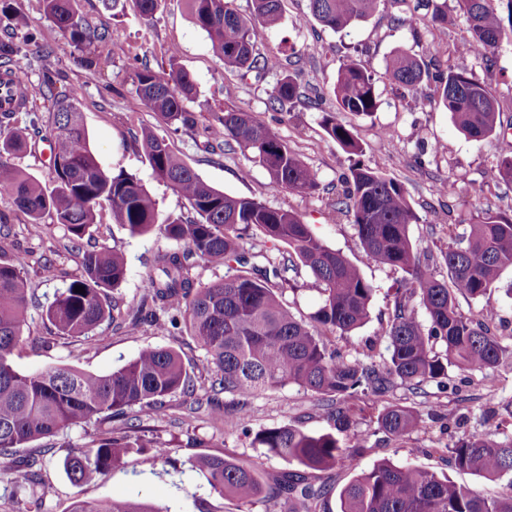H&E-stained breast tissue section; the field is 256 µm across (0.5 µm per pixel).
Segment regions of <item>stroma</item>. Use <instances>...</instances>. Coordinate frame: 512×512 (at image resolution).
Returning a JSON list of instances; mask_svg holds the SVG:
<instances>
[{"mask_svg":"<svg viewBox=\"0 0 512 512\" xmlns=\"http://www.w3.org/2000/svg\"><path fill=\"white\" fill-rule=\"evenodd\" d=\"M17 5L25 14L29 29L40 32L55 49L46 69L28 75L39 121L33 127L27 116H20L19 125L27 130L28 146L13 159L14 164L41 181L50 179V144L42 136L50 117L43 108L42 92L50 79L57 86L77 88L78 107L90 145L103 168L122 170L140 179L156 199L160 218L189 212L188 202L154 177L133 139L142 129L159 132L163 125L136 97L131 84L132 65L141 59L154 66L164 63L163 51L169 47L177 51L178 67L196 82L197 95L189 107L196 113L199 125H207L213 113L227 108L254 113L266 122L279 120L283 138L316 174L320 185L316 194L300 196L273 188L258 163L238 152L211 149L198 132L170 135L168 144L210 186L236 196H253L270 207L297 213L330 248L341 251L362 269L377 292L364 326L345 335L333 334L334 343L343 351L356 353L370 346L375 360L386 356V342L380 332L393 310L402 274L376 264L367 255L348 219L334 222L328 216L326 191L338 186L350 161L326 134L322 125L324 113H335L339 122L353 130L363 144L365 164L382 169L407 190L418 216L417 223L410 226V234L419 249L430 254L429 267L438 279L448 277L439 254L448 243L449 230L463 232L470 220L486 211L512 217V185L496 184L491 172L498 153L497 140L477 143L468 139L446 110L429 104L433 88L428 83H421L413 98L382 76L385 60L394 52L413 48L420 40L433 43L436 67L444 70L454 65L474 70L494 91L503 127L512 129V37L501 42L494 65L487 69L481 61L459 58L455 52L457 43L467 34L466 22H459L451 30L424 26L419 33H412L404 20L416 15L417 0H380L369 19L346 33L333 32L317 23L309 13L308 0H282L281 26H257L252 30L257 50L280 58L284 71L300 73L305 87L304 96L291 111L280 115L270 105L276 73L260 78L251 74L243 79L238 72L225 69L223 62L210 53L207 36L194 24L184 0H167L163 11L150 23L140 18L132 0H75V9L90 21L118 27L122 32L123 49L94 71L75 63L61 33L46 21L42 0H17ZM315 46L322 51L317 59L311 55ZM350 57L379 76V107L373 117L363 119L337 109L333 87L339 66ZM228 84L236 88L230 99L224 95ZM422 141L430 149L418 164L414 156ZM0 215L12 228L10 237L0 240V254L20 257L32 296L22 341L13 356L20 371L67 364L107 374L133 359L142 347L159 345L180 351L193 379L205 374L206 354L189 335L159 336L150 330L127 334L113 330L108 321L98 327V341L81 354H74L69 344L43 348L41 341L49 334L45 309L55 292L65 288L66 273L78 272L80 257L70 249L66 226L58 224L54 216L45 215L40 227H32L28 216L5 193H0ZM83 244L88 249L109 247L125 254L127 274L114 295L122 299L125 308L133 310L143 292L150 258L158 249L170 247L171 242L153 232L130 234L114 223L110 210L105 208L98 212ZM448 379L450 386L445 390L428 383L416 393L399 384L383 397L360 396L354 404L353 431L365 438L367 451L358 459L359 469H370L382 460L413 464L448 476L450 481L489 498L512 495L511 479L489 480L457 470L444 451L453 437L464 433L492 431L501 439L512 437L511 419L487 415L489 408L512 399V369L462 372L452 367ZM391 403L417 410L426 422L425 429L400 443L377 432L374 421ZM249 407L250 426L255 430L284 424L311 433L331 429L318 396L295 385L252 397ZM185 413L184 397L177 393L168 398L159 414L140 420L143 428L169 444L168 461L152 460L147 453L135 455L123 469L79 487L70 483L62 467L67 448L89 447L92 439L109 432L112 425L106 422L97 427L67 429L61 437L62 447L41 458V476L50 488L43 512H68L76 499L98 501L111 496L147 500L169 512H241L235 500L213 493L206 480L191 469L189 460L198 450L186 444L190 429L205 441L200 451L229 455L259 466L267 482H274L288 471L286 461L252 447L242 433L213 427L207 409H199L188 425L183 422Z\"/></svg>","mask_w":512,"mask_h":512,"instance_id":"1","label":"stroma"}]
</instances>
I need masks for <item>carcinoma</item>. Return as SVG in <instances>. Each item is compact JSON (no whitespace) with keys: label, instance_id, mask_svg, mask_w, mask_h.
Segmentation results:
<instances>
[{"label":"carcinoma","instance_id":"obj_1","mask_svg":"<svg viewBox=\"0 0 512 512\" xmlns=\"http://www.w3.org/2000/svg\"><path fill=\"white\" fill-rule=\"evenodd\" d=\"M14 0H0V23L16 29L25 19ZM166 0H134L140 16L155 19ZM250 15L240 14L233 0H186L195 24L206 33L213 56L224 67L239 72L278 71L271 91L275 110L303 96L297 78L281 71L276 58L260 54L251 30L259 24L268 29L282 21L281 0H252ZM379 0H309L312 17L323 27L342 32L367 19ZM457 8H436L430 19L412 25L420 39L419 25L454 28L466 19L468 36L457 46L462 57H472L490 66L501 41L512 33V0H456ZM44 16L65 39L78 65L97 67L112 57L109 48L121 40L117 28L93 23L74 9L72 0H43ZM422 54L399 50L385 62L384 75L410 91L429 76ZM54 48L32 32L19 39L0 40V83L12 84L17 102L9 111L0 110V191L13 196L14 204L39 226L47 214L67 227L73 247L81 251L79 273L57 292L46 308L54 335L46 347L63 340L88 345L98 339L95 330L110 320L119 329L139 331L153 327L162 336L188 331L205 350L210 364L206 382L199 387L206 400L196 397L198 387L182 355L172 346L148 345L129 362L109 374L100 375L73 367H54L23 373L13 364L28 305L24 267L0 256V459L11 460L10 474L19 490L39 488L46 497L38 463L45 449L34 448L22 458L18 449L34 441L58 436L73 425H96L122 417L137 406L149 416L164 407L176 393L191 398V404L207 403L213 420L224 424L222 394L239 398L233 428L247 429V401L252 396L287 385L317 394L325 407L332 431L313 434L285 424L255 432L251 445L264 448L290 465L314 471L336 467L356 470L365 444H346L355 417L349 403L359 394L387 393L395 384L418 390L428 382L447 387L448 368L494 370L512 363V348L492 332L496 312L486 305L480 318L464 316L457 296L484 299L495 287L501 272L512 267V219L485 212L468 224L466 244L457 243L448 232V247L441 259L448 269L445 283L422 265L420 252L409 234L418 221L407 190L377 168L359 160L363 148L352 131L336 122L334 113L323 116L328 136L350 156L341 177V190L329 203V214L337 220L350 218L369 257L379 265L405 274L404 292L396 297L392 315L381 336L386 339L388 358L378 364L368 353L341 352L327 335L349 333L364 325L376 293L361 268L342 253L328 247L300 216L267 206L254 197L235 196L207 184L199 174L169 149L167 137L143 130L136 144L155 176L190 205L192 215L159 221L156 200L141 181L124 171L104 169L89 142L74 87L58 88L46 83L43 98L50 103L48 127L53 143L51 180L46 184L25 173L10 157L25 148L18 114L38 117L29 108V90L21 73L43 67ZM168 67L137 66L131 74L139 101L155 112L166 130H193L198 118L187 107L197 94L194 79L176 66L174 49L164 50ZM433 101L442 105L456 126L470 139L501 138L500 105L495 93L474 71L448 68L433 76ZM375 74L361 61L349 58L337 74L333 93L338 109L364 117L377 110ZM207 137L239 149L263 166L272 187L307 196L319 183L313 171L284 140L278 126L257 119L250 112L227 109L213 116L204 128ZM494 178L512 182V149H503L493 165ZM107 207L115 223L133 235L155 232L180 247L157 250L151 261L136 312L122 310L120 300L109 299L126 274L124 256L107 248L84 249L86 232L95 223L98 210ZM259 228L273 243L288 246L270 256L244 247L250 230ZM222 262L230 273L201 284L192 275L200 262ZM250 266L253 274L243 270ZM304 267L308 284L321 295V303L309 318L296 317L289 309L286 292L300 290L288 272ZM276 281H271V278ZM84 287L78 293L75 287ZM423 311L428 325L418 320ZM377 430L394 441H403L424 428V419L413 408L398 404L384 407L376 417ZM152 458L165 460V443L142 434L133 423L93 440V446L70 450L63 467L71 482L80 486L98 475L123 468L133 455L146 450ZM451 462L461 471L486 479L512 477V438L496 434H463L450 446ZM191 468L205 478L211 490L241 506L256 502L265 512H311L315 502L325 500L329 489L314 486L297 475L275 486L265 485L257 468L246 467L229 456L197 455ZM70 512H163L141 500L109 497L97 502L74 501ZM338 512H512V494L487 498L478 491L456 485L414 466L382 461L355 474L339 493Z\"/></svg>","mask_w":512,"mask_h":512}]
</instances>
